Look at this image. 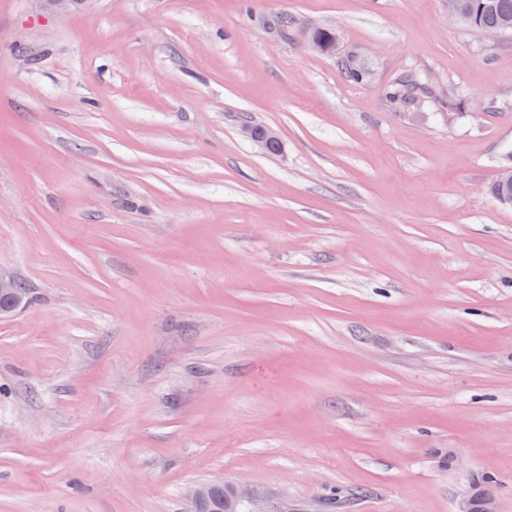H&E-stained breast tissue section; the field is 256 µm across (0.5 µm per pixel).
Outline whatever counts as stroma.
Segmentation results:
<instances>
[{"instance_id":"obj_1","label":"stroma","mask_w":512,"mask_h":512,"mask_svg":"<svg viewBox=\"0 0 512 512\" xmlns=\"http://www.w3.org/2000/svg\"><path fill=\"white\" fill-rule=\"evenodd\" d=\"M511 165L448 0H0V512H512ZM344 60L342 57L338 59L340 67L345 78L355 84H364L371 79L372 73L365 66L361 65L353 55ZM383 97L391 107L402 111L429 100L441 104L448 103V110L457 105V97L452 92L440 94L419 73L415 72L407 73L386 85ZM240 132L245 139L264 152L272 150L279 139L277 132L273 128L265 127L262 132H259L257 126L249 123L243 124ZM18 284L15 277L0 270V320L14 315L29 304L30 290L24 293Z\"/></svg>"}]
</instances>
